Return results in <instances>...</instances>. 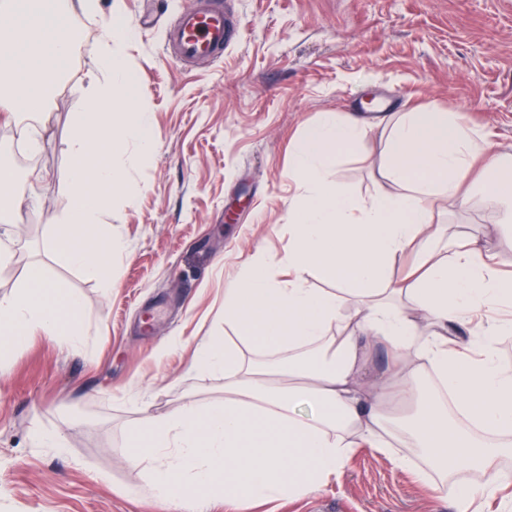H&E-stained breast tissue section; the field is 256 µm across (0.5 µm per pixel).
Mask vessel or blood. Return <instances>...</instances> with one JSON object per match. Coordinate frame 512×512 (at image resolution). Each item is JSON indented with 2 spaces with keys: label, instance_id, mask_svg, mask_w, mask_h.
Returning a JSON list of instances; mask_svg holds the SVG:
<instances>
[{
  "label": "vessel or blood",
  "instance_id": "obj_1",
  "mask_svg": "<svg viewBox=\"0 0 512 512\" xmlns=\"http://www.w3.org/2000/svg\"><path fill=\"white\" fill-rule=\"evenodd\" d=\"M238 37L234 21L214 0H197V6L177 17L168 30L166 49L181 63L219 60Z\"/></svg>",
  "mask_w": 512,
  "mask_h": 512
}]
</instances>
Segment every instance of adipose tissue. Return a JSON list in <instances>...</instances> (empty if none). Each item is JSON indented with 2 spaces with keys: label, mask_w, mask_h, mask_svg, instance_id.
Segmentation results:
<instances>
[{
  "label": "adipose tissue",
  "mask_w": 512,
  "mask_h": 512,
  "mask_svg": "<svg viewBox=\"0 0 512 512\" xmlns=\"http://www.w3.org/2000/svg\"><path fill=\"white\" fill-rule=\"evenodd\" d=\"M95 9V0H65L31 13L0 0V24L10 32L0 41L1 113L41 107L74 51L70 19ZM376 124L390 130L383 175L393 189L360 201L336 180V158ZM477 164L498 223L512 234V192L501 187L512 159L458 117L426 104L371 119L328 113L307 127L293 156L302 202L288 278L261 275L265 258L251 255L224 302L240 345L210 338L195 362L199 371L229 376L223 401H188L129 431L128 461L147 470L156 498L172 512H190L200 495L245 503L312 494L362 447L419 448L440 474L473 472L475 481L452 491L456 512L495 493L499 460L512 454V367L494 349L512 323L494 309L512 304V280L479 238H458L435 221L439 201L468 203L464 183ZM418 243L417 262L390 279V264ZM318 274L340 289L309 287ZM348 295L361 304L350 315L341 310ZM80 309L76 295L30 277L0 297V336L15 348L40 334L81 345ZM421 311L427 335L419 331ZM377 345L389 355L379 371L365 361ZM427 369L436 379L430 389L420 382ZM308 395L319 406L311 419L296 410ZM488 433L497 443L485 441Z\"/></svg>",
  "instance_id": "adipose-tissue-1"
}]
</instances>
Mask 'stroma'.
Instances as JSON below:
<instances>
[{
  "mask_svg": "<svg viewBox=\"0 0 512 512\" xmlns=\"http://www.w3.org/2000/svg\"><path fill=\"white\" fill-rule=\"evenodd\" d=\"M241 29L220 61L177 63L165 47L170 23L195 0H98L77 14L75 53L64 87L40 112L0 117V155L27 200L17 224L0 221V295L32 268L83 303L85 344L35 336L0 365V512H170L147 473L127 461V432L187 399L224 398V375L192 367L196 347L237 336L224 294L243 262L262 252L284 280L298 184L290 161L305 127L326 112H362L380 99L389 112L428 104L490 134L512 154V0H223ZM117 17L134 36L122 51L135 111L155 140L146 157L118 165L136 198H116L103 217L123 243L112 257L114 287L92 268L57 257L50 240L64 216L71 117L82 100L71 85L87 73L102 25ZM45 126L38 150L19 152L22 126ZM387 130H369L336 159L358 199L391 191L381 172ZM437 223L482 237L512 270L482 193ZM60 434L63 451L36 433ZM400 452L354 449L313 494L242 512H454L440 477L421 479Z\"/></svg>",
  "mask_w": 512,
  "mask_h": 512,
  "instance_id": "stroma-1",
  "label": "stroma"
}]
</instances>
